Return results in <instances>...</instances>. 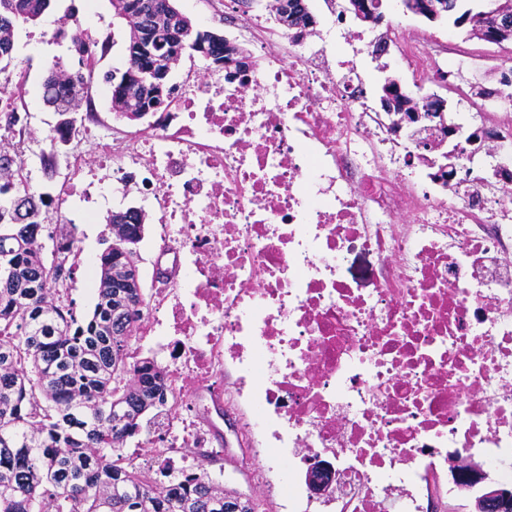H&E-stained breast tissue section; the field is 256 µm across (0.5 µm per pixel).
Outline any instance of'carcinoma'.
<instances>
[{
    "label": "carcinoma",
    "instance_id": "cac0c4a2",
    "mask_svg": "<svg viewBox=\"0 0 512 512\" xmlns=\"http://www.w3.org/2000/svg\"><path fill=\"white\" fill-rule=\"evenodd\" d=\"M143 26L158 52L155 62L167 66L181 29L190 51L209 56L218 69L234 62L245 73L253 65L242 46L225 37L204 40L190 18L160 9L164 0H141ZM475 0H455L445 16L453 25L472 26L483 38ZM51 0H0V64L13 60L18 24L34 21ZM137 61L129 58L131 77L122 93L111 96L112 109L128 120L150 105L137 79ZM388 77L389 92L399 111L417 108L414 97ZM72 82L47 76L43 103L59 115L71 111ZM13 190L14 204L0 209V512H256L249 498L227 491L204 467L172 477L150 466H117L113 459L126 441L139 434L144 416L168 400L167 374L149 358L133 359L130 348L145 307L135 287L136 246L104 239L97 258L99 284L92 314L82 319L63 282V251L79 253L75 227L58 234L30 210L26 190L11 173L0 181V196ZM53 243L57 260L43 253L41 232Z\"/></svg>",
    "mask_w": 512,
    "mask_h": 512
}]
</instances>
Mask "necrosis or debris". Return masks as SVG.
<instances>
[{
	"label": "necrosis or debris",
	"instance_id": "necrosis-or-debris-1",
	"mask_svg": "<svg viewBox=\"0 0 512 512\" xmlns=\"http://www.w3.org/2000/svg\"><path fill=\"white\" fill-rule=\"evenodd\" d=\"M92 6L57 28L83 38L87 79L112 43ZM331 15L342 49H302L256 13L241 83L188 72L169 111L118 140L94 109L52 129L50 143L94 148L68 150L53 206L133 185L152 199L168 275L138 335L165 342L174 395L223 376L208 400L239 415L235 441L282 512H448L481 482L450 455L477 459L482 480L512 474V118L489 103L478 115L501 135L496 157L426 120L394 134L356 64L377 37ZM431 41L415 27L393 40L405 92L438 69ZM355 251L373 259L369 287L347 280ZM216 428L179 418L121 462L195 470ZM314 457L335 472L318 495Z\"/></svg>",
	"mask_w": 512,
	"mask_h": 512
}]
</instances>
